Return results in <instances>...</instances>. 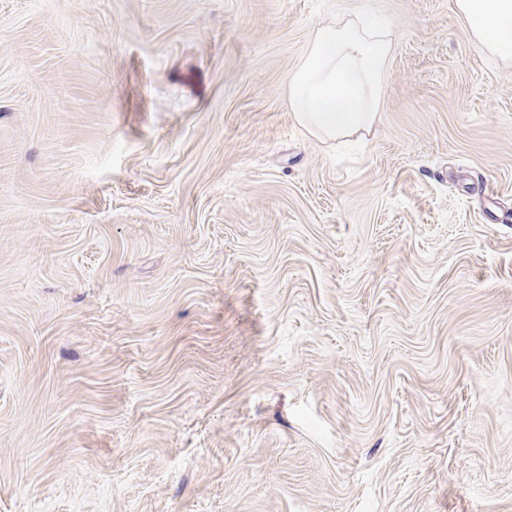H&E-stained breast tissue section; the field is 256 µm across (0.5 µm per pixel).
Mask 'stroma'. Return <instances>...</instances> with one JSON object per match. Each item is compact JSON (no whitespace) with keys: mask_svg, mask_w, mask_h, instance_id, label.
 Returning a JSON list of instances; mask_svg holds the SVG:
<instances>
[{"mask_svg":"<svg viewBox=\"0 0 512 512\" xmlns=\"http://www.w3.org/2000/svg\"><path fill=\"white\" fill-rule=\"evenodd\" d=\"M454 0H0V512H512V64ZM384 21L367 141L293 119ZM394 39L358 14L319 22L288 83L295 121L327 140L363 139L377 119Z\"/></svg>","mask_w":512,"mask_h":512,"instance_id":"obj_1","label":"stroma"}]
</instances>
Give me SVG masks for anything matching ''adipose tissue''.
Here are the masks:
<instances>
[{
	"label": "adipose tissue",
	"mask_w": 512,
	"mask_h": 512,
	"mask_svg": "<svg viewBox=\"0 0 512 512\" xmlns=\"http://www.w3.org/2000/svg\"><path fill=\"white\" fill-rule=\"evenodd\" d=\"M458 17L489 56L512 63V0H455ZM393 39L350 15L318 23L288 83L295 121L328 140L365 138L377 119Z\"/></svg>",
	"instance_id": "adipose-tissue-1"
}]
</instances>
